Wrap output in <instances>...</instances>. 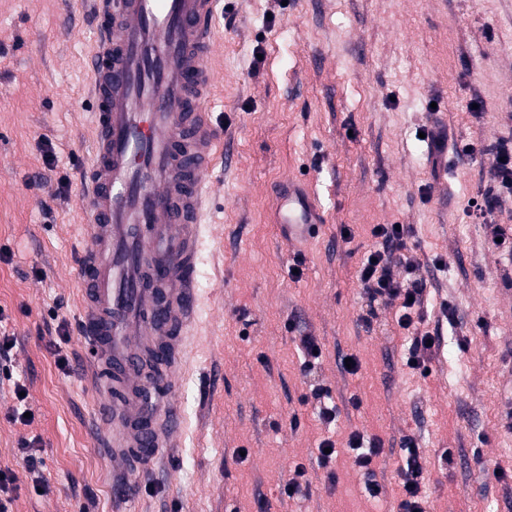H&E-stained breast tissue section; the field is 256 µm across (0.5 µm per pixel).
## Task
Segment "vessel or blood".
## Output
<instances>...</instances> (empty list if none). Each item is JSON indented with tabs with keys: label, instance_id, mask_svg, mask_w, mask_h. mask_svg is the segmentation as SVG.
<instances>
[{
	"label": "vessel or blood",
	"instance_id": "obj_1",
	"mask_svg": "<svg viewBox=\"0 0 512 512\" xmlns=\"http://www.w3.org/2000/svg\"><path fill=\"white\" fill-rule=\"evenodd\" d=\"M217 0H97L89 60L95 151L85 192L91 241L80 273L83 331L124 390L112 472L127 481L173 447L177 362L191 323L196 255L221 147L205 109ZM274 221L289 242L323 223L315 197L284 181Z\"/></svg>",
	"mask_w": 512,
	"mask_h": 512
}]
</instances>
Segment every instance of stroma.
Wrapping results in <instances>:
<instances>
[{
  "label": "stroma",
  "instance_id": "35a3bbf8",
  "mask_svg": "<svg viewBox=\"0 0 512 512\" xmlns=\"http://www.w3.org/2000/svg\"><path fill=\"white\" fill-rule=\"evenodd\" d=\"M216 33L206 106L231 162L206 175L177 445L118 486L101 445L105 371L82 332L78 285L93 6L0 0V324L34 415L11 422L17 401L0 384V469H18L22 442L36 439L48 481L42 495L22 486L13 512H397L394 496L362 491L346 446L356 429L383 439L377 471L391 489L401 441L415 439L431 512H512V256L469 214L490 184L486 148L512 139V0H219ZM432 117L448 131V162L436 169L420 137ZM45 141L56 166L38 185ZM287 178L306 182L326 217L301 245L272 222ZM377 224L410 225L430 283L424 326L442 350L425 375L405 364L394 309L360 318L356 274ZM437 255L445 267L433 266ZM55 318L68 325L67 374L41 335ZM299 330L321 344L335 430L300 401ZM347 355L357 374L343 371ZM327 436L332 481L317 462ZM298 464L310 492L282 497Z\"/></svg>",
  "mask_w": 512,
  "mask_h": 512
}]
</instances>
